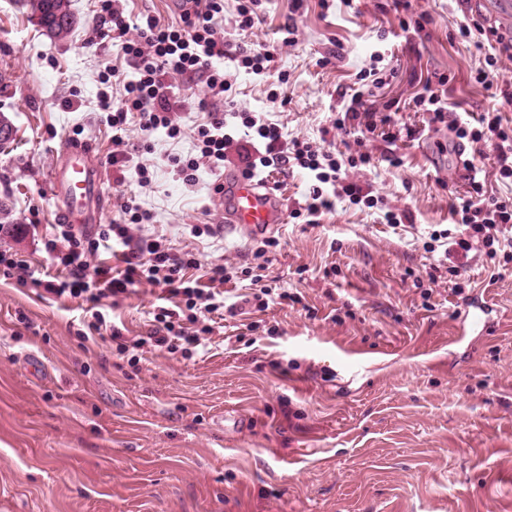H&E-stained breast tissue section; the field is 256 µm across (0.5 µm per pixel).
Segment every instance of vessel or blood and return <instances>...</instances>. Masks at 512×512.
Instances as JSON below:
<instances>
[{
  "instance_id": "obj_1",
  "label": "vessel or blood",
  "mask_w": 512,
  "mask_h": 512,
  "mask_svg": "<svg viewBox=\"0 0 512 512\" xmlns=\"http://www.w3.org/2000/svg\"><path fill=\"white\" fill-rule=\"evenodd\" d=\"M53 192L61 223L84 220L92 202L100 195V175L79 145L63 148V164L55 173ZM224 190L212 198L224 210V230L251 237L274 233L284 221V200L268 185L236 172L225 173Z\"/></svg>"
}]
</instances>
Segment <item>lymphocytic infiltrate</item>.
I'll list each match as a JSON object with an SVG mask.
<instances>
[{"label": "lymphocytic infiltrate", "mask_w": 512, "mask_h": 512, "mask_svg": "<svg viewBox=\"0 0 512 512\" xmlns=\"http://www.w3.org/2000/svg\"><path fill=\"white\" fill-rule=\"evenodd\" d=\"M179 21L163 26L150 15L137 19L125 17L115 0H99L97 30L102 42L120 43L135 70L134 79L124 82L125 98L117 103L102 96L99 108L111 123L117 145L108 160L116 169L133 168L138 182L149 185L150 172L143 164L133 163L124 151L122 132L129 112H138L139 128L144 137L164 131L169 139L180 138L182 128L175 114L186 104L181 80H197L205 84L209 98L199 99L198 109L210 115L209 124L196 130V155L172 157L173 172L184 184L194 186L201 171L216 172L224 166V147L231 141L229 124L242 128L245 136L261 140L264 151L245 153L241 157L244 173L261 175L270 167L296 166L306 170L313 182L303 204L292 212L293 218L316 223L334 199L344 198L353 205L376 207L377 199L364 193L361 186L349 181L352 169L370 166L369 152L339 159L335 153L313 146L300 139H286L281 128L256 113L239 108L229 99L228 81L217 65L224 57V43L216 36L215 17L223 13L224 0H182ZM461 37L486 40L493 46L483 66L473 79L486 88L496 89L501 98L512 104V84L493 83L501 57L512 59V38L488 24L478 11L465 14L459 26ZM415 107L429 116L430 123L447 124L458 144L478 147L493 145L501 180L512 181V128L503 126L497 112H485L477 122L449 119L448 104L442 94L424 82L413 98ZM472 196L456 209L459 232H432L425 243L426 252H442L444 257L468 255L476 247L483 248L489 259H496L497 246L507 226L512 225V199L485 196L480 181H472ZM119 220L101 225L99 229L75 224H60L52 239L45 242L49 268L32 269L23 256L0 252V276L14 280L22 288H40L58 299L80 300L88 316L76 335L81 343L96 341L108 335L119 356L137 364L144 350L153 349L184 358L204 350L212 337L223 335L220 315L243 314L246 305L265 310L272 291L264 287L268 264L265 256L275 247L274 239H264L253 257V266L235 271L222 264H202L197 253L184 250L172 252L163 237L147 232L144 223L149 213L142 211L131 198H119ZM112 252L119 260L112 267L96 262L99 250ZM249 279L255 290L241 300L227 302L224 286L237 275ZM160 289V303L155 306L153 320L145 335L128 337L112 324L109 312L137 288Z\"/></svg>", "instance_id": "f902f5d3"}]
</instances>
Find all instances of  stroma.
<instances>
[{"mask_svg": "<svg viewBox=\"0 0 512 512\" xmlns=\"http://www.w3.org/2000/svg\"><path fill=\"white\" fill-rule=\"evenodd\" d=\"M411 4L430 18L423 31L402 29L395 0H263L242 32L236 0H224L215 23L225 51L274 52L266 76L225 63L239 106L314 146L370 151L374 167L350 179L406 210L410 224L390 228L380 209L341 199L318 223L285 219L265 283L294 302L270 304L254 338L229 326L203 354L153 352L136 367L108 341L81 349L79 301L1 279L0 512H512V261L497 278L493 263L471 255L459 276L430 279L423 244L453 228L452 210L471 187L451 166L447 126L429 124L412 98L423 80L444 76L447 102L460 110L496 109L512 127V106L472 80L485 53L458 35L461 0ZM72 10L74 29L58 40L15 0H0V114L13 128L0 147L9 210L0 251L45 265L57 222L50 181L62 147L77 141L102 176L101 223L117 218L123 193L151 212L173 250L188 245L203 262L245 266L255 239L190 236V225L217 226L224 214L205 186H184L167 165L192 153L206 112L180 109L183 138L156 136L149 152L129 113L127 149L158 171L149 187L131 171L117 182L98 96L121 102L111 73L132 67L119 46L100 45L96 0H72ZM288 24L297 33L285 45ZM373 63L388 78L366 106H398L415 139L386 141L383 125L333 128L342 93ZM392 151L401 165L386 161ZM266 182L290 210L312 187L297 167ZM157 295L139 287L112 312L114 324L147 332ZM477 301L488 307L483 334L466 316ZM357 353L368 362L352 378L341 365Z\"/></svg>", "mask_w": 512, "mask_h": 512, "instance_id": "stroma-1", "label": "stroma"}]
</instances>
